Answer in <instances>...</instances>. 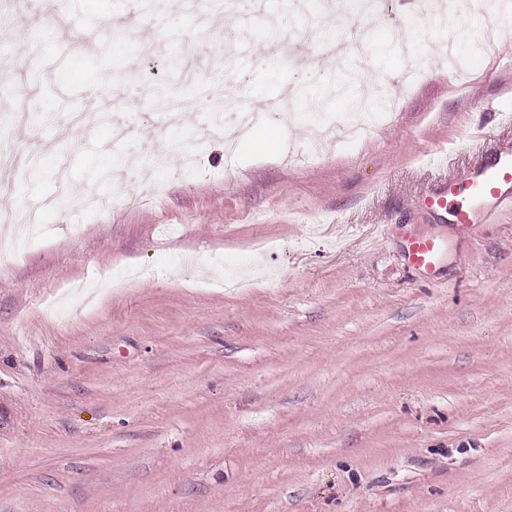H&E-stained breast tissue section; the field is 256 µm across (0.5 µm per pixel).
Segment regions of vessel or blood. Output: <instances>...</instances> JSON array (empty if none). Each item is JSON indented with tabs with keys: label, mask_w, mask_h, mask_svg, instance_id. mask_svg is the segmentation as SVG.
Instances as JSON below:
<instances>
[{
	"label": "vessel or blood",
	"mask_w": 512,
	"mask_h": 512,
	"mask_svg": "<svg viewBox=\"0 0 512 512\" xmlns=\"http://www.w3.org/2000/svg\"><path fill=\"white\" fill-rule=\"evenodd\" d=\"M512 151L489 155L479 166L465 172L458 181L445 183L427 194L429 205L447 212L453 227L467 229L493 213L512 210ZM448 243L441 237L416 239L408 246L411 264L422 270L435 268Z\"/></svg>",
	"instance_id": "b4317fda"
}]
</instances>
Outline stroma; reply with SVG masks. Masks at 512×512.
<instances>
[{
	"instance_id": "35a3bbf8",
	"label": "stroma",
	"mask_w": 512,
	"mask_h": 512,
	"mask_svg": "<svg viewBox=\"0 0 512 512\" xmlns=\"http://www.w3.org/2000/svg\"><path fill=\"white\" fill-rule=\"evenodd\" d=\"M17 3L0 139L53 143L13 181L19 214L55 205L0 253V512H512V211L461 231L423 202L512 149V59L481 38L500 0L455 33L404 0H305L278 25L284 56L263 8L165 0L135 35L137 0ZM231 28L248 41L225 103L297 91L275 140L225 151L198 91L177 152L129 184L112 119L138 140L159 115L114 108L122 73L182 87L167 55L206 75ZM357 93L380 103L369 136L304 156ZM426 235L450 240L430 272L407 253Z\"/></svg>"
}]
</instances>
